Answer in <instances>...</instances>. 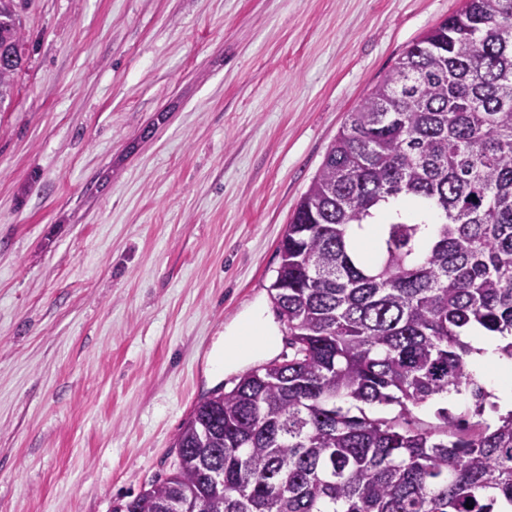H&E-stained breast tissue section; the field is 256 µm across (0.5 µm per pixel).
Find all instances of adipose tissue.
<instances>
[{
    "instance_id": "ef3b65f1",
    "label": "adipose tissue",
    "mask_w": 512,
    "mask_h": 512,
    "mask_svg": "<svg viewBox=\"0 0 512 512\" xmlns=\"http://www.w3.org/2000/svg\"><path fill=\"white\" fill-rule=\"evenodd\" d=\"M273 332L261 310H254L227 327L224 333L223 364H232L253 350L270 345ZM472 352L469 356L476 379L494 394L501 413L512 412V359L503 354L505 337L485 336L469 331L464 337Z\"/></svg>"
}]
</instances>
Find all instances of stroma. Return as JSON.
<instances>
[{"instance_id": "1", "label": "stroma", "mask_w": 512, "mask_h": 512, "mask_svg": "<svg viewBox=\"0 0 512 512\" xmlns=\"http://www.w3.org/2000/svg\"><path fill=\"white\" fill-rule=\"evenodd\" d=\"M462 0H28L0 112V512H112L203 396L286 349L288 218ZM271 348L212 370L254 307Z\"/></svg>"}]
</instances>
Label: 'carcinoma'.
<instances>
[{
    "label": "carcinoma",
    "instance_id": "cac0c4a2",
    "mask_svg": "<svg viewBox=\"0 0 512 512\" xmlns=\"http://www.w3.org/2000/svg\"><path fill=\"white\" fill-rule=\"evenodd\" d=\"M24 4L0 0V112ZM400 197L437 214L434 238L400 217L361 252L353 228ZM280 252L291 352L199 402L176 468L112 512H512V412L481 420L490 394L461 340L512 335V0H465L398 58L349 112ZM463 390L477 421L414 416Z\"/></svg>",
    "mask_w": 512,
    "mask_h": 512
}]
</instances>
